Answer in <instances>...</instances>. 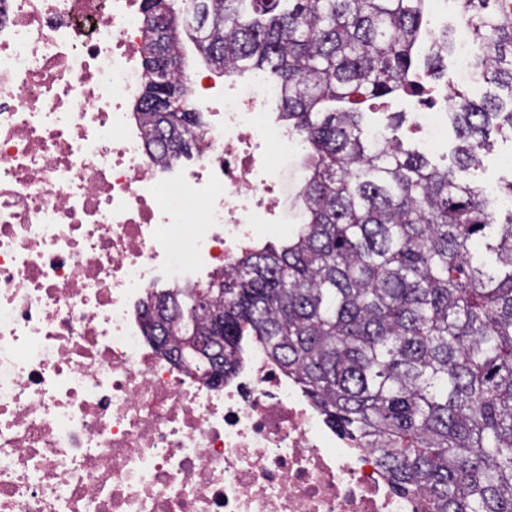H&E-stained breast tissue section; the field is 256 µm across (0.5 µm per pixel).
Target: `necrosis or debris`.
Masks as SVG:
<instances>
[{
  "instance_id": "1",
  "label": "necrosis or debris",
  "mask_w": 512,
  "mask_h": 512,
  "mask_svg": "<svg viewBox=\"0 0 512 512\" xmlns=\"http://www.w3.org/2000/svg\"><path fill=\"white\" fill-rule=\"evenodd\" d=\"M143 0H0V512H416L262 344L224 381L143 330L304 208L302 141L237 72L192 74L193 162L149 153ZM427 145L447 134L419 74Z\"/></svg>"
}]
</instances>
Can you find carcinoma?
I'll use <instances>...</instances> for the list:
<instances>
[{
    "instance_id": "1",
    "label": "carcinoma",
    "mask_w": 512,
    "mask_h": 512,
    "mask_svg": "<svg viewBox=\"0 0 512 512\" xmlns=\"http://www.w3.org/2000/svg\"><path fill=\"white\" fill-rule=\"evenodd\" d=\"M143 0L152 55L134 109L161 160L198 149L201 119L163 87L184 72L179 24ZM477 72L512 92L504 0H459ZM186 33L208 67L269 72L307 150L305 223L285 245L244 255L196 289L154 296L170 336L224 324V373L244 337L263 344L345 436L373 450L421 512H512V213L495 223L465 176L490 151L489 98L452 114L453 165L385 139L358 106L405 87L424 0H187ZM337 102L347 108L337 112Z\"/></svg>"
}]
</instances>
